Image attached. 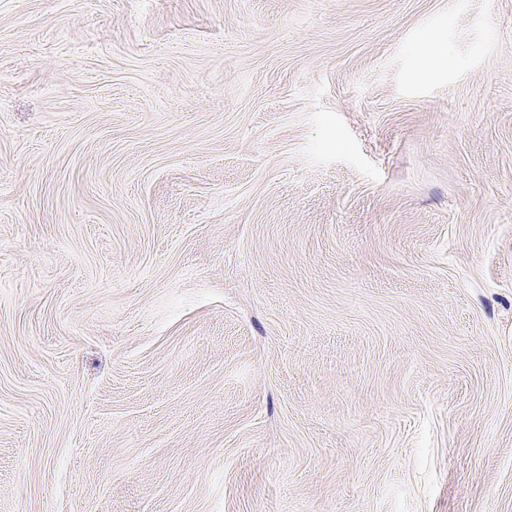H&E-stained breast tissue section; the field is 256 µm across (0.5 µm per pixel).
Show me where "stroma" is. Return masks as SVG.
<instances>
[{"label":"stroma","mask_w":512,"mask_h":512,"mask_svg":"<svg viewBox=\"0 0 512 512\" xmlns=\"http://www.w3.org/2000/svg\"><path fill=\"white\" fill-rule=\"evenodd\" d=\"M0 512H512V0H0Z\"/></svg>","instance_id":"obj_1"}]
</instances>
